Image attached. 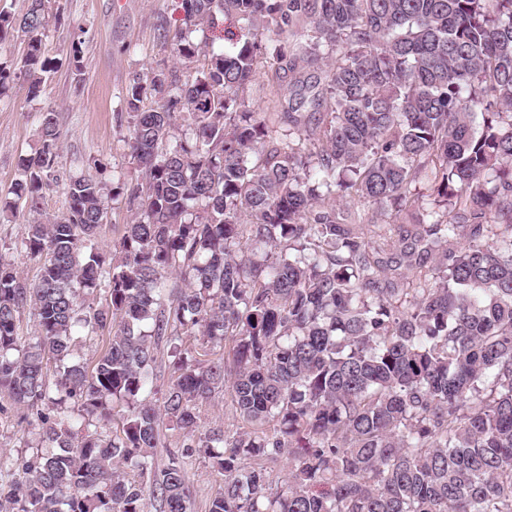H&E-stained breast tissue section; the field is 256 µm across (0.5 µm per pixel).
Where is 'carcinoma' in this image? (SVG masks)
<instances>
[{
	"mask_svg": "<svg viewBox=\"0 0 512 512\" xmlns=\"http://www.w3.org/2000/svg\"><path fill=\"white\" fill-rule=\"evenodd\" d=\"M180 8L163 39L188 74L127 88L140 183L73 176L65 211L44 217L60 148L47 109L0 201L32 216L20 249L41 262L33 280L0 262V391L47 407L0 512H189L195 454L223 477L209 512H512V0ZM63 22L49 0L0 10V45L28 38L0 61V92L20 79L42 95L59 68L42 41ZM263 54L291 75L275 130L244 101ZM120 197L132 220L110 255L99 239ZM97 288L104 308L81 299ZM27 308L39 334L23 345ZM109 322L90 366L73 332ZM222 344L224 359L197 357ZM224 389L245 426L202 427ZM165 421L182 452L159 468Z\"/></svg>",
	"mask_w": 512,
	"mask_h": 512,
	"instance_id": "1",
	"label": "carcinoma"
}]
</instances>
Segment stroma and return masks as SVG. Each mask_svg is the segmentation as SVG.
Returning <instances> with one entry per match:
<instances>
[{
  "label": "stroma",
  "mask_w": 512,
  "mask_h": 512,
  "mask_svg": "<svg viewBox=\"0 0 512 512\" xmlns=\"http://www.w3.org/2000/svg\"><path fill=\"white\" fill-rule=\"evenodd\" d=\"M51 14L63 16L51 26L42 49L60 60L42 96L29 100L17 86L0 97V197H6L17 176V160L37 144L39 113L59 112L61 150L57 170L61 178L86 176L100 180L120 178L135 182L123 119L129 80L137 71L169 70L176 64L162 26L178 25L179 0H51ZM80 42L83 68L71 70L67 61L73 42ZM276 59L261 58L246 97L247 109L268 117L288 101L287 79H274ZM27 216L0 218V261L12 264L20 275L35 278L37 263L28 260L18 244L27 233ZM40 426L36 414H24L6 393L0 392V457H31ZM192 491V512H207L210 497L222 484L208 458L196 456L185 466Z\"/></svg>",
  "instance_id": "35a3bbf8"
}]
</instances>
